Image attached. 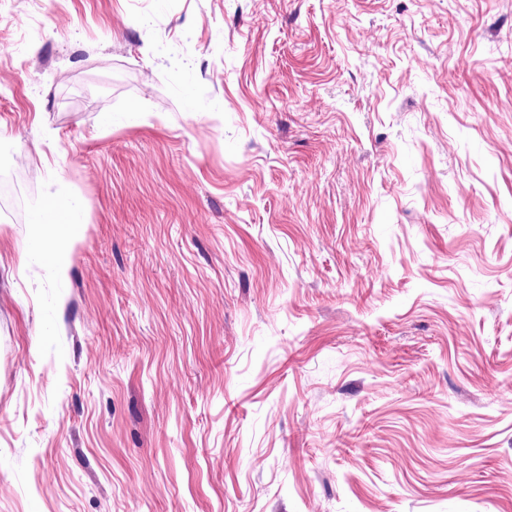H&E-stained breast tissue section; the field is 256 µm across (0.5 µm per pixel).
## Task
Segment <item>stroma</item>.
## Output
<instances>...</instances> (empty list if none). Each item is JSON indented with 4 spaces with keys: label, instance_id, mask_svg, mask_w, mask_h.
Listing matches in <instances>:
<instances>
[{
    "label": "stroma",
    "instance_id": "35a3bbf8",
    "mask_svg": "<svg viewBox=\"0 0 512 512\" xmlns=\"http://www.w3.org/2000/svg\"><path fill=\"white\" fill-rule=\"evenodd\" d=\"M0 36V512H512V0ZM58 201L64 210L65 224H60V228L38 224L35 232L40 241L34 247V253L41 262L51 265L61 278L67 271L68 256L80 237L84 211L80 200L74 196L62 194Z\"/></svg>",
    "mask_w": 512,
    "mask_h": 512
}]
</instances>
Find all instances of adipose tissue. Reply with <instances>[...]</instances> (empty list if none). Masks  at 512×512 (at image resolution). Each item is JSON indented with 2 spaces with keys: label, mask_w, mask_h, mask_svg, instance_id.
Segmentation results:
<instances>
[{
  "label": "adipose tissue",
  "mask_w": 512,
  "mask_h": 512,
  "mask_svg": "<svg viewBox=\"0 0 512 512\" xmlns=\"http://www.w3.org/2000/svg\"><path fill=\"white\" fill-rule=\"evenodd\" d=\"M59 201L65 214L62 227L39 225L36 233L39 241L34 248L37 258L51 265L58 276H65L68 256L80 237L84 224V211L80 200L70 195H60Z\"/></svg>",
  "instance_id": "1"
}]
</instances>
